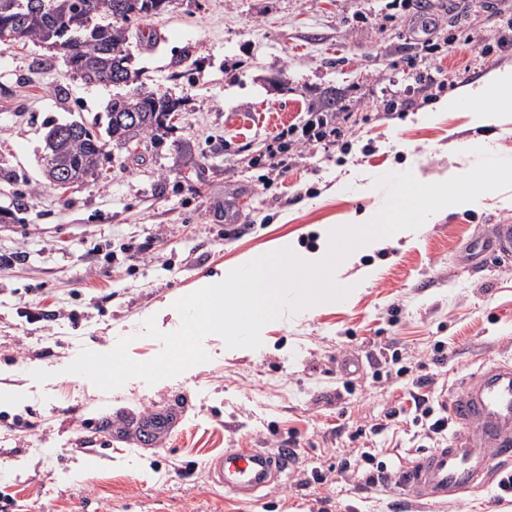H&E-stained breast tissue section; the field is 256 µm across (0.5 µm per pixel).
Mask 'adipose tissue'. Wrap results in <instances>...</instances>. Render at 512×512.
I'll return each instance as SVG.
<instances>
[{"mask_svg":"<svg viewBox=\"0 0 512 512\" xmlns=\"http://www.w3.org/2000/svg\"><path fill=\"white\" fill-rule=\"evenodd\" d=\"M512 104V70H498L474 89L449 96L440 105L441 111L466 109L477 113L480 121L492 123L503 106Z\"/></svg>","mask_w":512,"mask_h":512,"instance_id":"obj_1","label":"adipose tissue"}]
</instances>
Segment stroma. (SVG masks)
Instances as JSON below:
<instances>
[{
    "label": "stroma",
    "instance_id": "1",
    "mask_svg": "<svg viewBox=\"0 0 512 512\" xmlns=\"http://www.w3.org/2000/svg\"><path fill=\"white\" fill-rule=\"evenodd\" d=\"M434 3L171 0L133 24L127 44L146 86L182 99L171 131L141 141L137 162L108 149L97 177L66 189L43 174L50 125L105 121L96 95L120 90L73 78L40 42H0V390L25 398L0 408L7 512H512L498 487L512 460L447 504L369 484L350 465L365 451L408 464L433 446L415 396L437 406L512 362V260L463 261L472 239L512 224V189L339 264L343 287L362 267L379 275L352 298L269 324L260 351L210 335L209 362L110 392L65 371L81 350L123 337L131 358H153L161 344L143 331L158 304L283 240L317 249L323 225L384 202L361 189L380 173L435 183L472 168L475 142L512 158V105L487 126L436 109L512 69V46L500 44L512 0L492 12L456 0L457 20L440 23ZM326 110L347 114L343 137L302 148V126ZM277 147L294 154L282 171ZM347 357L357 373L342 372ZM32 364L52 378L34 381ZM181 403L164 445L113 439V422ZM227 448H284L290 464L277 486L239 501L210 473Z\"/></svg>",
    "mask_w": 512,
    "mask_h": 512
}]
</instances>
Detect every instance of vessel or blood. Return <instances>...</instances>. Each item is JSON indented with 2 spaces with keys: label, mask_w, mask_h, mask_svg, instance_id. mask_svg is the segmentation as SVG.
Returning <instances> with one entry per match:
<instances>
[{
  "label": "vessel or blood",
  "mask_w": 512,
  "mask_h": 512,
  "mask_svg": "<svg viewBox=\"0 0 512 512\" xmlns=\"http://www.w3.org/2000/svg\"><path fill=\"white\" fill-rule=\"evenodd\" d=\"M491 258H512V224L495 225L471 253L476 264ZM448 413L462 434L409 463L398 477L407 493L433 503L483 487L493 464L512 454V365L486 369L452 398ZM184 414V407L176 405L133 421L130 428L142 444L154 445L171 435ZM287 467L284 451L263 448H228L210 463L215 482L240 499L278 484Z\"/></svg>",
  "instance_id": "obj_1"
}]
</instances>
